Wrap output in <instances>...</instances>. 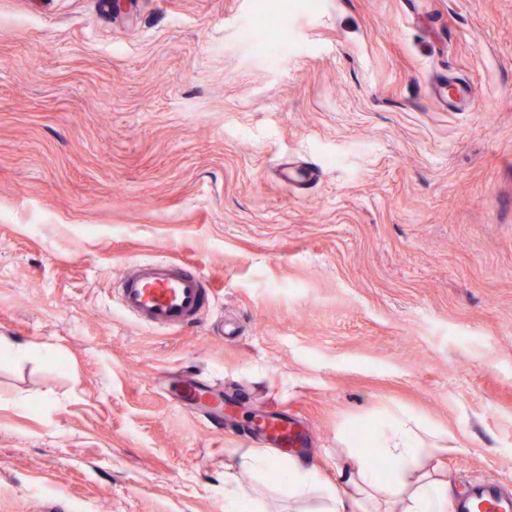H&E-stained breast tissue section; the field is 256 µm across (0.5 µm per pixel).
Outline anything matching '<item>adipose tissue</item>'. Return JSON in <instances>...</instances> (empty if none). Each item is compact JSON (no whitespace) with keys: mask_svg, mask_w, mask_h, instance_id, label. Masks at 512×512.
<instances>
[{"mask_svg":"<svg viewBox=\"0 0 512 512\" xmlns=\"http://www.w3.org/2000/svg\"><path fill=\"white\" fill-rule=\"evenodd\" d=\"M442 439L423 421L394 415L366 443L344 436L347 450L333 483L307 459L244 451L224 473V512H268L267 503L239 481L249 472L274 477L280 491L300 503V512H455L452 482L433 465L446 450ZM377 455L389 464L386 476L374 467Z\"/></svg>","mask_w":512,"mask_h":512,"instance_id":"adipose-tissue-1","label":"adipose tissue"}]
</instances>
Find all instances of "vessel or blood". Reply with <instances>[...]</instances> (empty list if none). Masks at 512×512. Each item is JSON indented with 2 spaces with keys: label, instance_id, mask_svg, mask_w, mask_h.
I'll list each match as a JSON object with an SVG mask.
<instances>
[{
  "label": "vessel or blood",
  "instance_id": "vessel-or-blood-1",
  "mask_svg": "<svg viewBox=\"0 0 512 512\" xmlns=\"http://www.w3.org/2000/svg\"><path fill=\"white\" fill-rule=\"evenodd\" d=\"M118 299L122 310L137 323L165 331H178L196 323L209 299V290L191 267L163 260L134 264L119 281ZM265 439L299 443L301 435L287 420L267 421ZM466 512H512V503L499 496L494 483H486L480 495L470 499Z\"/></svg>",
  "mask_w": 512,
  "mask_h": 512
}]
</instances>
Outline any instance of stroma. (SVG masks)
I'll return each mask as SVG.
<instances>
[{
	"instance_id": "1",
	"label": "stroma",
	"mask_w": 512,
	"mask_h": 512,
	"mask_svg": "<svg viewBox=\"0 0 512 512\" xmlns=\"http://www.w3.org/2000/svg\"><path fill=\"white\" fill-rule=\"evenodd\" d=\"M268 3L274 52L257 0H0V339L58 354L0 357V512H224L235 454L332 480L397 410L512 495V0ZM153 259L207 281L198 326L121 311ZM267 426L268 430L266 432H261L263 437L279 446H283L287 443L288 446L292 448L294 444H298L300 442L302 437L301 433L297 432L295 427L285 419L270 417L267 420ZM280 436H286L287 440L285 442H279L278 438Z\"/></svg>"
}]
</instances>
